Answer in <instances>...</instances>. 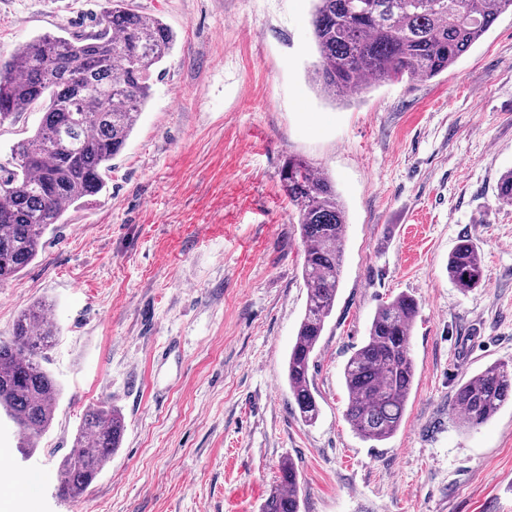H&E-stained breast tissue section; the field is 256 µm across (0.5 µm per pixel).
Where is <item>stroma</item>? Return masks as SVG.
I'll use <instances>...</instances> for the list:
<instances>
[{
	"label": "stroma",
	"instance_id": "35a3bbf8",
	"mask_svg": "<svg viewBox=\"0 0 512 512\" xmlns=\"http://www.w3.org/2000/svg\"><path fill=\"white\" fill-rule=\"evenodd\" d=\"M176 44L109 191L68 208L38 257L0 284V338L52 303L47 369L63 388L31 454L0 420L21 512H260L279 465L299 470L301 512H512V404L469 429L458 385L512 362V13L430 80L332 98L313 0H131ZM105 0H0V55L44 33L91 29ZM299 156L347 210L336 306L310 370L315 422L300 419L286 362L307 294L297 217L280 184ZM485 283L448 278L460 237ZM419 301L413 389L399 430L362 440L346 421L343 365L376 307ZM111 401L122 443L84 496L56 471L85 406Z\"/></svg>",
	"mask_w": 512,
	"mask_h": 512
}]
</instances>
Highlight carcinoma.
<instances>
[{"mask_svg":"<svg viewBox=\"0 0 512 512\" xmlns=\"http://www.w3.org/2000/svg\"><path fill=\"white\" fill-rule=\"evenodd\" d=\"M512 0H315L312 31L319 55L314 80L342 97L385 81L432 79L466 55ZM175 35L161 20L106 0L95 26L68 37L46 33L0 57V125L33 104L45 112L34 133L0 164V283L31 264L43 236L64 211L83 206L107 188L111 161L131 136L151 91L152 68L173 49ZM295 208L304 252L307 303L288 353V389L307 423L320 408L310 367L336 304L346 212L331 180L301 159L280 170ZM498 200L512 205V170L502 175ZM448 278L465 291L484 284V264L473 241L461 238L448 256ZM34 304L0 340V418L10 420L28 448L36 447L62 394L41 364L58 336ZM418 302L399 294L375 310L362 345L347 360L345 416L366 441L380 442L401 426L415 363L411 336ZM512 401V364L491 365L455 391L452 410L475 428ZM124 421L108 401L87 407L70 452L57 470V492L87 490L120 447ZM299 472L285 459L279 483L262 512H300Z\"/></svg>","mask_w":512,"mask_h":512,"instance_id":"obj_1","label":"carcinoma"}]
</instances>
